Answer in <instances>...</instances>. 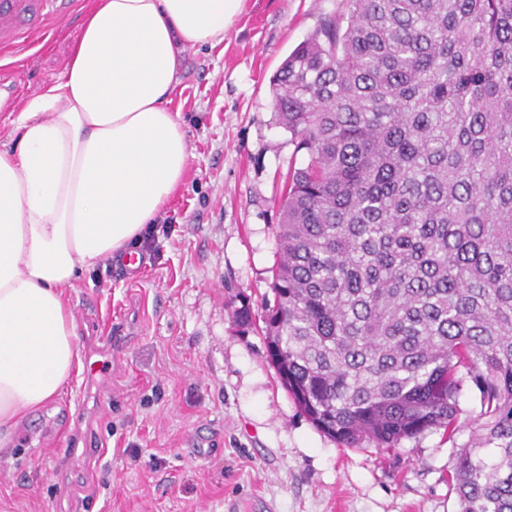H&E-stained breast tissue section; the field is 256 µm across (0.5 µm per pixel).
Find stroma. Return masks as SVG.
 <instances>
[{"label":"stroma","instance_id":"stroma-1","mask_svg":"<svg viewBox=\"0 0 512 512\" xmlns=\"http://www.w3.org/2000/svg\"><path fill=\"white\" fill-rule=\"evenodd\" d=\"M89 0L72 24L48 23L0 50V90L25 104L57 82ZM346 0H246L221 45L185 54L173 108L189 168L139 246L141 263L83 273L67 295L77 334L112 324V394L91 439L105 452L80 468L64 456L70 395L30 415L0 454V512H458L448 474L480 411L459 400L456 437L433 428L398 447L343 448L282 385L260 325L240 329L270 292L291 135L274 117L271 80ZM53 464L54 481L42 478Z\"/></svg>","mask_w":512,"mask_h":512}]
</instances>
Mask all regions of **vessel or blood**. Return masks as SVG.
<instances>
[{"label":"vessel or blood","mask_w":512,"mask_h":512,"mask_svg":"<svg viewBox=\"0 0 512 512\" xmlns=\"http://www.w3.org/2000/svg\"><path fill=\"white\" fill-rule=\"evenodd\" d=\"M64 0H0V46L14 47L22 31H41L63 12ZM112 373V337H98L85 354L84 380L74 397V413L83 416L96 383Z\"/></svg>","instance_id":"obj_1"}]
</instances>
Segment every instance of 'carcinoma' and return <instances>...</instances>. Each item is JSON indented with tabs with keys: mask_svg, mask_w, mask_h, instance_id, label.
Listing matches in <instances>:
<instances>
[{
	"mask_svg": "<svg viewBox=\"0 0 512 512\" xmlns=\"http://www.w3.org/2000/svg\"><path fill=\"white\" fill-rule=\"evenodd\" d=\"M273 77L291 170L268 356L345 448L479 421L458 512H512V0H347Z\"/></svg>",
	"mask_w": 512,
	"mask_h": 512,
	"instance_id": "obj_1",
	"label": "carcinoma"
}]
</instances>
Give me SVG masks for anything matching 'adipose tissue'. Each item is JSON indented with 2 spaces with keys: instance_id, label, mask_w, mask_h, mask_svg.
I'll return each mask as SVG.
<instances>
[{
  "instance_id": "adipose-tissue-1",
  "label": "adipose tissue",
  "mask_w": 512,
  "mask_h": 512,
  "mask_svg": "<svg viewBox=\"0 0 512 512\" xmlns=\"http://www.w3.org/2000/svg\"><path fill=\"white\" fill-rule=\"evenodd\" d=\"M245 0H93L62 78L0 139V453L83 363L67 290L143 242L191 156L171 105L187 48L218 46Z\"/></svg>"
}]
</instances>
